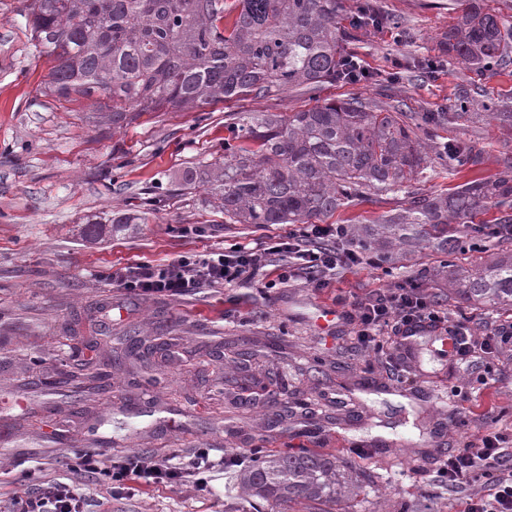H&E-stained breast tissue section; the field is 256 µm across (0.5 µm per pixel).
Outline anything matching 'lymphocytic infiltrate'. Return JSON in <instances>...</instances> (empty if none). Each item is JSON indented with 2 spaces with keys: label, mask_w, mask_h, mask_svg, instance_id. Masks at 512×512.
<instances>
[{
  "label": "lymphocytic infiltrate",
  "mask_w": 512,
  "mask_h": 512,
  "mask_svg": "<svg viewBox=\"0 0 512 512\" xmlns=\"http://www.w3.org/2000/svg\"><path fill=\"white\" fill-rule=\"evenodd\" d=\"M366 261L353 245L343 224H301L285 237H268L255 246L230 244L219 252L181 256L158 264L137 263L113 272L118 286L136 295L180 297L198 288L232 286L255 281L267 266H274L278 283L298 278L316 290L329 288L336 272ZM356 339L367 352L382 353L391 337L409 338L427 327L444 330L452 342L458 364H471L472 334L466 322L450 319L447 309L414 280L394 288L377 289L355 301ZM212 464L205 451L192 452L187 464L172 465L164 457L145 459L134 455L115 463L97 451L85 452L66 482H49L28 498L21 512H84L85 480L111 489L127 483L152 487L191 483L203 488ZM449 491H464L474 478H482L487 491L465 500L463 512H512V448L503 438L485 430L477 440L465 442L444 461L437 472Z\"/></svg>",
  "instance_id": "lymphocytic-infiltrate-1"
}]
</instances>
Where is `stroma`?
<instances>
[{
    "mask_svg": "<svg viewBox=\"0 0 512 512\" xmlns=\"http://www.w3.org/2000/svg\"><path fill=\"white\" fill-rule=\"evenodd\" d=\"M375 2L398 23L349 44L367 78L145 112L116 129L86 99L46 91L53 61L31 36L27 0H0V512H16L18 501L95 448L109 449L115 462L312 448L363 475L359 493L338 500L335 512H461V496L436 470L485 427L512 441V354L480 352L463 368L441 331L428 328L415 337L400 383L382 356L356 349L353 323L318 321L321 308L348 311L368 291L417 275L452 317L469 319L474 336L486 323L512 322V309L450 294L453 269L440 251L393 244L322 292L256 281L170 298L135 296L111 280L135 263L288 234L286 224L226 223L204 186L181 180L223 161L233 119L250 110L285 116L326 98L375 101L394 76L405 111L471 113L440 135L485 157L480 169L454 176L432 161L415 188L442 194L497 172L501 153L512 154V128L480 111L486 103L512 110V53L481 74L447 57L442 36L467 0ZM429 60L443 64L433 79L422 69ZM407 201L403 189L370 193L323 221L355 226ZM120 214L139 221L84 238L86 225ZM186 225L204 227V236L182 234ZM130 335L165 342L169 357L113 364ZM96 374L111 392L89 389ZM235 473L225 468L205 490L94 486L90 512H238L245 502Z\"/></svg>",
    "mask_w": 512,
    "mask_h": 512,
    "instance_id": "1",
    "label": "stroma"
}]
</instances>
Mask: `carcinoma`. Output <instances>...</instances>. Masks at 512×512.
<instances>
[{
	"label": "carcinoma",
	"instance_id": "1",
	"mask_svg": "<svg viewBox=\"0 0 512 512\" xmlns=\"http://www.w3.org/2000/svg\"><path fill=\"white\" fill-rule=\"evenodd\" d=\"M339 0H29L32 38L51 49L46 88L91 99L122 128L141 112H180L252 93L316 90L346 70L350 55L336 23ZM444 51L481 72L512 47V22L476 0L443 36ZM470 112H400L357 98H329L282 117L250 112L238 118V144L217 173L185 174L210 184L214 203L234 224H310L369 192L388 193L417 179L439 143V130ZM451 174L480 163L462 143H442ZM512 225V157L487 179L436 196L415 192L407 206L367 225L364 248L392 240L424 241L448 253L459 234L481 235ZM501 256L481 269L454 273L456 294L487 308L512 307V237L497 238ZM361 474L336 457L300 448L253 449L238 485L248 502L271 508L303 504L330 512L354 493Z\"/></svg>",
	"mask_w": 512,
	"mask_h": 512
}]
</instances>
